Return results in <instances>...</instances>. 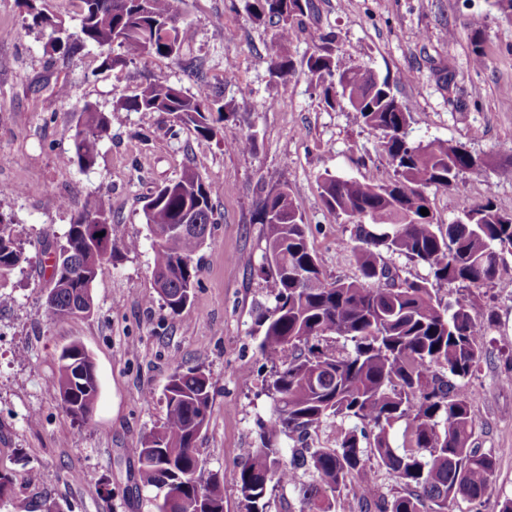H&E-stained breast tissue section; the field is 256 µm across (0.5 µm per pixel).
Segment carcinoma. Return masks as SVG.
Wrapping results in <instances>:
<instances>
[{
  "instance_id": "1",
  "label": "carcinoma",
  "mask_w": 512,
  "mask_h": 512,
  "mask_svg": "<svg viewBox=\"0 0 512 512\" xmlns=\"http://www.w3.org/2000/svg\"><path fill=\"white\" fill-rule=\"evenodd\" d=\"M39 2L24 0V5L34 25L49 27L52 18ZM74 5L81 42L124 49L123 57L106 55V67L128 56H180L185 32L172 26L176 0H74ZM245 8L253 21L277 24L271 73L287 79L295 73L287 45L295 23L311 13L312 0H246ZM306 68L328 106L356 113L359 122L380 133L394 178L374 183L329 173L318 177L325 206L355 228L343 242L359 272L350 280L325 276L288 188L261 199L255 221L265 226L266 253L273 259L265 272L272 305L258 314L256 324L259 352L274 367L267 386L272 413L260 424L255 444L245 449L233 481L245 512H269L276 489L296 493L301 512H333L327 493L345 491L364 502L361 512H447L450 502L481 499L495 472L493 455L471 447L475 421L468 380L483 362V341L492 326L491 318L476 315L479 290L497 278L504 255H512V212L489 198L446 224L422 215L420 209L430 208L428 189L460 188L468 152L440 139L411 142L405 130L409 109L388 79L325 48L307 57ZM221 101V88L206 81L187 94L158 78L120 100L115 111L164 113L210 139L224 134L216 123L233 116ZM111 124L112 115L86 107L64 163L92 166L97 143ZM217 194L213 183L186 169L145 197L154 285L174 314L185 307L186 292L198 280L194 256L204 239L172 228L197 221L200 232L211 234ZM100 232L112 245L107 256L95 237ZM136 247L137 241L88 197L63 241L42 249L52 257L48 315L60 319L74 315L75 308L92 309L91 286L102 263ZM387 254L404 257L427 274L403 280L385 262ZM30 261L15 224L0 213V281ZM72 267L87 277H65ZM443 286L456 288L447 303L438 295ZM48 388L74 419H91L99 381L81 344L62 350ZM163 399L165 418L138 449L141 478L154 493L156 512H224V484L198 479L203 460L197 440L213 401L209 375L175 370ZM403 418L408 420L403 443L395 448L391 431ZM321 426L335 427L334 443L310 441ZM287 434L297 442L290 455L280 445ZM370 457L396 479L399 490L391 496L378 493L376 472L366 465ZM17 485L15 475L0 472V502H12Z\"/></svg>"
}]
</instances>
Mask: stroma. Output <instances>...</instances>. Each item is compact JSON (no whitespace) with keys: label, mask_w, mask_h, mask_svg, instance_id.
Segmentation results:
<instances>
[{"label":"stroma","mask_w":512,"mask_h":512,"mask_svg":"<svg viewBox=\"0 0 512 512\" xmlns=\"http://www.w3.org/2000/svg\"><path fill=\"white\" fill-rule=\"evenodd\" d=\"M246 0H178L187 41L176 59L147 58L106 68L99 48L52 51L48 31L31 25L22 0H0V213L17 224L34 257L4 287L0 305V471L35 470L7 512H155L139 479L137 450L165 417L163 388L177 369H203L214 388L197 446L202 481L224 483V512H241L232 474L256 440L272 401L271 367L258 351L255 318L272 299L262 268L260 200L288 187L308 226V243L327 276L356 268L341 243L352 225L329 211L318 177L383 183L393 170L381 136L353 112L328 107L305 73L313 50L329 44L346 61L388 79L410 110L409 138L442 139L480 156L482 170L464 174L461 191L432 188L436 223L462 207L493 200L512 212V17L494 0H314V10L288 45L296 73L273 77L275 29L253 22ZM479 19L485 61L474 65L470 19ZM222 84L233 112L223 139H204L159 112H125L97 146L95 162L64 164L85 106L111 112L142 84L164 78L192 93L198 78ZM249 134L254 148L239 151ZM193 169L221 187L217 224L196 254L200 272L187 306L171 313L152 277L154 254L142 211L151 188ZM139 246L103 265L93 283V310L62 319L45 309L50 269L36 259L43 242L62 240L88 196ZM481 312L495 326L486 358L471 377L477 398L473 444L491 453L495 477L470 512H499L512 496V255L480 291ZM81 343L92 355L99 398L90 422L71 417L48 392L61 350Z\"/></svg>","instance_id":"stroma-1"}]
</instances>
